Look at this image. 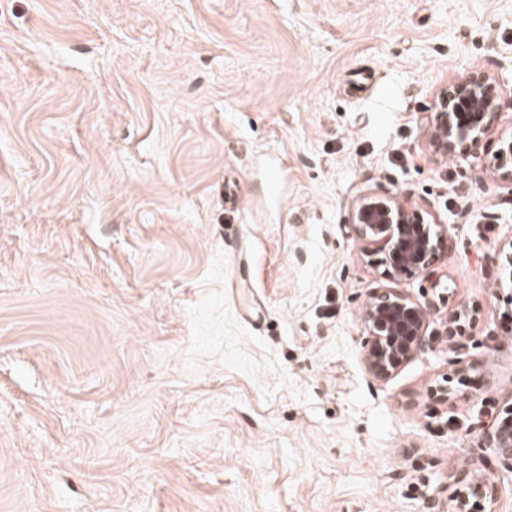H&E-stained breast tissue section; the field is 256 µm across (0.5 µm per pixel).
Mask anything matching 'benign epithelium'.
<instances>
[{"label":"benign epithelium","instance_id":"7a95c632","mask_svg":"<svg viewBox=\"0 0 512 512\" xmlns=\"http://www.w3.org/2000/svg\"><path fill=\"white\" fill-rule=\"evenodd\" d=\"M501 95L493 81L473 76L455 85L453 95L438 94L431 129L434 152L443 156L465 155L476 148L497 127ZM492 164L493 174L512 183V135L500 137ZM350 226L365 248L376 247L379 264L400 272H422L440 257L447 229L430 222L427 215L410 209L394 197L366 196L351 212ZM471 317L466 306L448 321V336L457 348H464L461 321ZM429 311L394 288H378L365 302L360 322L367 333L363 362L378 381L389 380L401 365L421 351ZM486 447L512 462V405L500 422L486 431ZM449 502L452 512H467L470 495L480 487L457 480Z\"/></svg>","mask_w":512,"mask_h":512}]
</instances>
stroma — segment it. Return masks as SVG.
Instances as JSON below:
<instances>
[{
    "mask_svg": "<svg viewBox=\"0 0 512 512\" xmlns=\"http://www.w3.org/2000/svg\"><path fill=\"white\" fill-rule=\"evenodd\" d=\"M477 73L496 133L445 158ZM510 133L512 0H0V512H431L454 473L512 512ZM367 194L446 225L433 272L364 254ZM378 288L434 307L386 382ZM501 95L486 76H473L455 85V92L438 94L433 112L431 145L443 156L465 155L497 127ZM500 147L492 164L493 174L502 181L512 184V134L500 136ZM486 447L495 448L497 454L512 466V405L503 411L500 422L486 431Z\"/></svg>",
    "mask_w": 512,
    "mask_h": 512,
    "instance_id": "stroma-1",
    "label": "stroma"
}]
</instances>
